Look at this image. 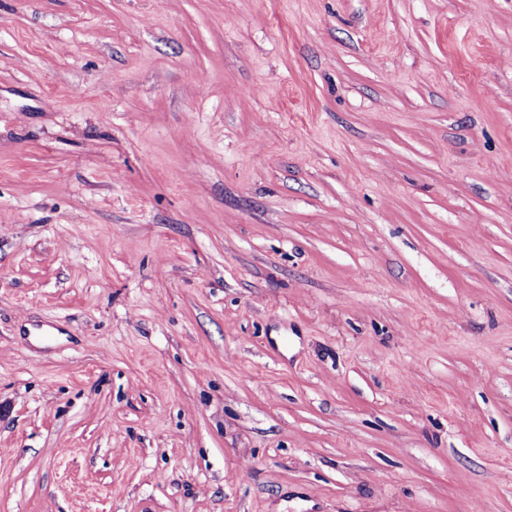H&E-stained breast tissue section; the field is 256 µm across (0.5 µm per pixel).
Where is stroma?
Wrapping results in <instances>:
<instances>
[{
	"label": "stroma",
	"mask_w": 512,
	"mask_h": 512,
	"mask_svg": "<svg viewBox=\"0 0 512 512\" xmlns=\"http://www.w3.org/2000/svg\"><path fill=\"white\" fill-rule=\"evenodd\" d=\"M477 501L512 0H0V512Z\"/></svg>",
	"instance_id": "obj_1"
}]
</instances>
